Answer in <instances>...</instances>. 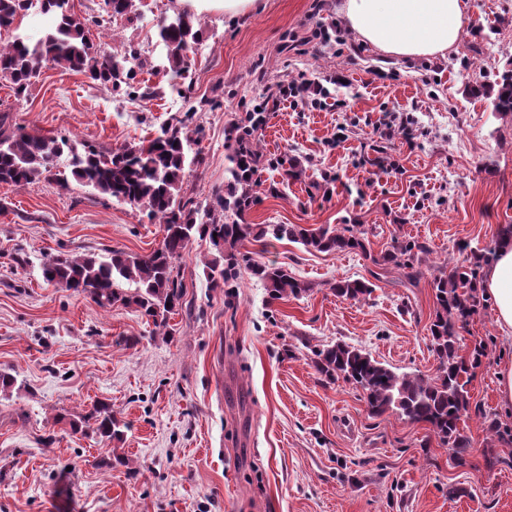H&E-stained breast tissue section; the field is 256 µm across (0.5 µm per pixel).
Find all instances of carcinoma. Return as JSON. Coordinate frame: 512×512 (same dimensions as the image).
Returning a JSON list of instances; mask_svg holds the SVG:
<instances>
[{
	"label": "carcinoma",
	"mask_w": 512,
	"mask_h": 512,
	"mask_svg": "<svg viewBox=\"0 0 512 512\" xmlns=\"http://www.w3.org/2000/svg\"><path fill=\"white\" fill-rule=\"evenodd\" d=\"M135 0H104V13L90 19L75 14L69 0H0V28H9L34 9L56 18L54 28L39 39L17 34L0 46V80L11 85L17 97L29 95L36 79L48 63L85 74L93 83L117 90L132 88L136 67L142 61L134 52L106 54L89 37V26L104 27L116 17H130ZM158 37L166 48L163 71L175 82L185 78L189 52L202 37L201 25L188 13L164 19ZM493 99L496 112L512 113V77L501 76ZM194 113L187 112L162 129L157 137L138 145L106 151L69 137H48L34 129L12 128L8 117L0 115V184L23 187L41 178L66 189L69 179L103 196L123 201L162 224L163 240L147 255H130L113 249L109 255L48 256L41 263L44 281L78 295L90 297L102 308L120 303L136 306L155 327L168 326V317L183 306L185 288L175 262L198 237L209 241L214 257L207 263L216 288L231 294L240 287L242 274L261 282L267 302L290 296L298 298L308 286L275 263L262 262L246 250L249 242L284 238L320 252H360L371 255L370 241L358 224L339 227L302 224H248L244 214L254 204L253 188L259 184L263 160L255 132L260 124L252 112L233 124L228 134L231 179L215 204L205 211L185 195L187 152L193 142L188 132ZM69 157V172L56 167L57 158ZM427 252L423 243L394 240L392 248L373 259L401 271L408 283L416 282L421 271L419 255ZM469 265H453L433 280L436 301L429 331L437 356V375L398 374L369 354L343 343L313 350V364L325 378H343L359 387L370 411L381 415L397 410L411 423L430 425L441 444L467 447L459 424L469 406L468 385L480 366L484 346L474 345L460 354L459 329L481 304L478 292L480 269L494 260L495 251H472ZM135 283L130 293L119 283ZM338 297L362 300L371 295L367 281L340 280L332 285ZM93 431L106 441L121 440L120 422L110 404L96 403L90 414Z\"/></svg>",
	"instance_id": "1"
}]
</instances>
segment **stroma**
<instances>
[{"label":"stroma","mask_w":512,"mask_h":512,"mask_svg":"<svg viewBox=\"0 0 512 512\" xmlns=\"http://www.w3.org/2000/svg\"><path fill=\"white\" fill-rule=\"evenodd\" d=\"M468 3L455 52L412 61L344 30L338 0H257L233 18L203 14L190 75L175 91L158 71L156 33L181 8L136 0L131 19L90 37L106 51L141 48L137 96L51 64L27 98L0 82V113L14 124L104 150L195 111L203 132L185 189L203 207L229 177L231 124L279 82L320 83V108L283 105L257 131L267 164L244 220L360 224L371 241L367 256L249 243L309 286L271 303L246 276L226 300L204 273L211 245L194 240L178 263L187 306L163 334L135 307H100L45 283L39 269L49 255L148 254L162 242L159 224L76 182L0 185V372L18 381L0 391V512H512V442L488 429L512 428L497 403L498 367L512 347L491 305L460 331L487 344L468 386L462 453L427 424L370 414L360 388L327 381L311 362L314 349L342 341L397 373L435 377L434 276L494 246L512 224V113L494 112L478 91L512 67V0ZM316 29L343 39L310 41ZM406 115L413 145L396 132L374 135L378 120ZM284 156L299 160L300 178H283L275 161ZM395 237L430 249L415 285L373 262ZM346 279L372 281L374 291L336 296L333 284ZM99 400L122 425L117 445L70 428ZM113 449L127 465H106Z\"/></svg>","instance_id":"35a3bbf8"}]
</instances>
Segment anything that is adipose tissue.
<instances>
[{
    "instance_id": "adipose-tissue-1",
    "label": "adipose tissue",
    "mask_w": 512,
    "mask_h": 512,
    "mask_svg": "<svg viewBox=\"0 0 512 512\" xmlns=\"http://www.w3.org/2000/svg\"><path fill=\"white\" fill-rule=\"evenodd\" d=\"M466 0H342L339 12L361 42L400 58L445 56L458 43ZM496 258L481 287L492 303L499 336L512 343V242Z\"/></svg>"
}]
</instances>
